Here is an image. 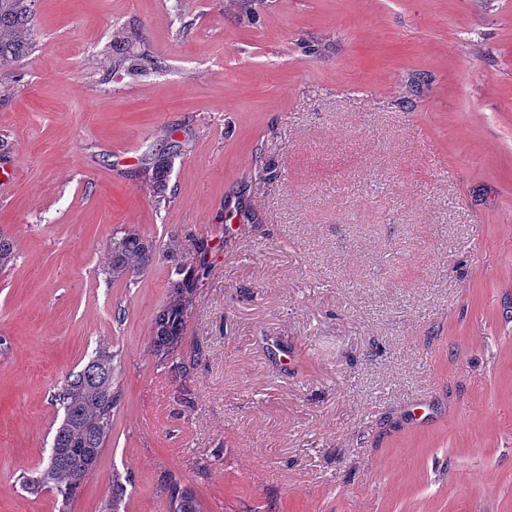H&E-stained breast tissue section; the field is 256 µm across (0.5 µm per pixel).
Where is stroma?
I'll list each match as a JSON object with an SVG mask.
<instances>
[{
  "mask_svg": "<svg viewBox=\"0 0 512 512\" xmlns=\"http://www.w3.org/2000/svg\"><path fill=\"white\" fill-rule=\"evenodd\" d=\"M254 3L36 0L0 73V512H100L116 472L125 512H168L164 473L203 512H512V0ZM128 229L156 256L107 279ZM203 238L179 377L152 320ZM103 345L95 472L27 493ZM167 148L155 149L152 157L148 158V167H145V173L148 175V182L154 193V202L156 206L168 204L170 201L165 196L167 189V178L170 172V162L173 155Z\"/></svg>",
  "mask_w": 512,
  "mask_h": 512,
  "instance_id": "stroma-1",
  "label": "stroma"
}]
</instances>
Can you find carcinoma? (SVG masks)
<instances>
[{"label":"carcinoma","mask_w":512,"mask_h":512,"mask_svg":"<svg viewBox=\"0 0 512 512\" xmlns=\"http://www.w3.org/2000/svg\"><path fill=\"white\" fill-rule=\"evenodd\" d=\"M34 0H0V70H8L24 59L34 48ZM127 63L128 70L142 68L144 58L129 51L127 44L116 41L107 47ZM172 155L164 148L155 150L149 158L145 173L154 193L155 205L168 203L165 196ZM209 243H202L195 268L184 274L185 264L174 267L177 278L170 282L171 299L152 322L150 352L173 371L185 369L174 353L183 343L184 315L193 302L199 281L208 273L206 254ZM156 251L153 241L136 230H124L112 238L105 258L103 273L114 280L134 281L147 272ZM15 260L14 240L0 235V267ZM115 355L101 347L84 368L66 377L55 394V402L63 410V420L53 438L51 453L45 466L32 476L23 478L22 486L30 494L51 491L67 503L93 472L109 437L112 408L117 401L115 385ZM167 494L169 512H201L193 493L185 490L167 474L161 482ZM123 485L118 473L112 474V496L104 503L102 512H120Z\"/></svg>","instance_id":"carcinoma-1"}]
</instances>
